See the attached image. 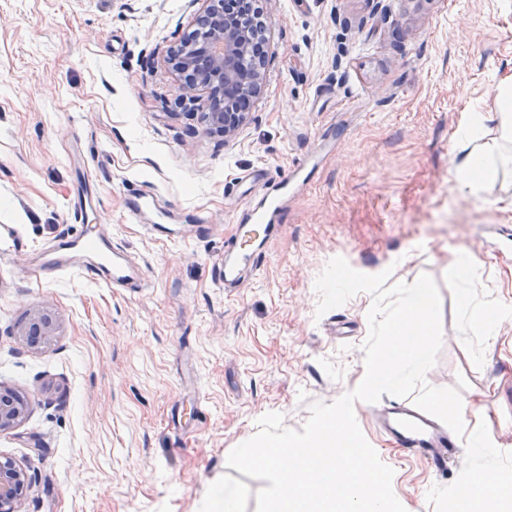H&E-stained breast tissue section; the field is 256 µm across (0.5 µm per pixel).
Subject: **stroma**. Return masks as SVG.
Segmentation results:
<instances>
[{"label":"stroma","instance_id":"obj_1","mask_svg":"<svg viewBox=\"0 0 512 512\" xmlns=\"http://www.w3.org/2000/svg\"><path fill=\"white\" fill-rule=\"evenodd\" d=\"M202 7L0 0V224L32 247L0 260V383L31 403L0 456L28 469V512H205L219 484L256 512L263 483L228 467L229 452L270 412L301 429L310 402H334L364 370L371 295L316 312L315 280L341 256L439 287L426 381L475 402L471 424L500 458L437 472L388 440L377 405L354 412L406 512H443L466 475L512 469V321L491 345L460 309L464 293L476 309L512 303V165L478 196L454 175L472 113L494 111L512 78V0H266V81L230 141L177 104L166 63ZM301 167L260 246L263 273L225 293L245 209ZM137 180L208 230L185 223L173 241L129 223ZM82 190L141 287L23 276L32 254L81 233ZM461 252L478 261L465 290L449 271ZM39 309L56 334L31 346L19 331Z\"/></svg>","mask_w":512,"mask_h":512}]
</instances>
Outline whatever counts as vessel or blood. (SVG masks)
<instances>
[{"mask_svg": "<svg viewBox=\"0 0 512 512\" xmlns=\"http://www.w3.org/2000/svg\"><path fill=\"white\" fill-rule=\"evenodd\" d=\"M287 192V180H279L246 210L247 223L240 226L239 236L233 244L238 262L224 267L225 288L238 287L240 266L259 270L261 254L256 244L270 235L273 229L271 220L279 211L282 198ZM158 202V196L153 190L133 184L126 204L128 221L136 224L144 222L150 213L156 211ZM28 249L29 244L19 225H0L1 254L25 252ZM48 267L57 271L78 269L108 288H135L141 280L140 269L133 259L119 247H105L99 235H79L56 243L39 255L27 273L31 279L37 280ZM378 423L380 429L399 446L425 460L435 470H444L449 462L459 460L463 453L450 435L411 405L403 403L384 407L378 414Z\"/></svg>", "mask_w": 512, "mask_h": 512, "instance_id": "b4317fda", "label": "vessel or blood"}]
</instances>
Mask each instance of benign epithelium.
<instances>
[{
	"mask_svg": "<svg viewBox=\"0 0 512 512\" xmlns=\"http://www.w3.org/2000/svg\"><path fill=\"white\" fill-rule=\"evenodd\" d=\"M196 18L197 34L174 47L168 64L178 77L181 100L197 101L206 91L207 111L201 120L207 129L230 140L246 121L250 104L264 84L268 55L255 46L252 27L258 21L259 0H205ZM55 322L45 311L34 314L24 336L46 341L55 336ZM29 400L20 391L0 384V432L14 428L27 416ZM31 478L26 467L0 457V512H26Z\"/></svg>",
	"mask_w": 512,
	"mask_h": 512,
	"instance_id": "obj_1",
	"label": "benign epithelium"
}]
</instances>
